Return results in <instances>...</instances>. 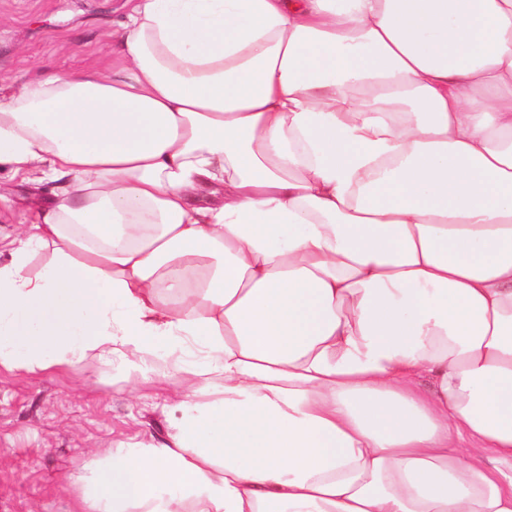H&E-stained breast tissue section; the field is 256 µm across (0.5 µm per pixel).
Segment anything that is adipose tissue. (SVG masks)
Here are the masks:
<instances>
[{
	"instance_id": "adipose-tissue-1",
	"label": "adipose tissue",
	"mask_w": 512,
	"mask_h": 512,
	"mask_svg": "<svg viewBox=\"0 0 512 512\" xmlns=\"http://www.w3.org/2000/svg\"><path fill=\"white\" fill-rule=\"evenodd\" d=\"M120 41L0 99V167L66 183L0 367L199 356L86 512H512V0H134Z\"/></svg>"
}]
</instances>
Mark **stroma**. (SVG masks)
<instances>
[{
	"label": "stroma",
	"instance_id": "35a3bbf8",
	"mask_svg": "<svg viewBox=\"0 0 512 512\" xmlns=\"http://www.w3.org/2000/svg\"><path fill=\"white\" fill-rule=\"evenodd\" d=\"M130 0H0V97L56 72L119 73ZM0 200L10 241L61 195L60 181L17 176ZM183 373L126 378L117 365L30 375L0 368V512H82L104 455L167 437Z\"/></svg>",
	"mask_w": 512,
	"mask_h": 512
}]
</instances>
